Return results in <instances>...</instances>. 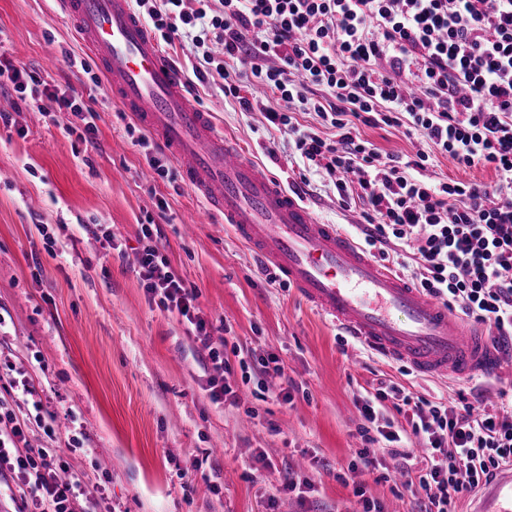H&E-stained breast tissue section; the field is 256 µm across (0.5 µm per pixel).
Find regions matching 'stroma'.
Segmentation results:
<instances>
[{
  "mask_svg": "<svg viewBox=\"0 0 512 512\" xmlns=\"http://www.w3.org/2000/svg\"><path fill=\"white\" fill-rule=\"evenodd\" d=\"M193 100L217 131L252 152L269 173L300 189L328 224L362 223L342 207L333 182L306 169L287 132L267 118L283 101L243 111L221 81L200 82L191 35L165 45ZM0 59L39 71L24 96L0 90V399L28 382L29 416L75 438L70 473L90 478V512H360L361 486L387 512H419V496L378 469L355 467L363 448L357 403L382 380L413 385L430 400L460 398L495 413L512 407V364L467 380L432 379L364 349L307 307L218 217L197 223L203 200L176 161L158 177L157 141L113 101L56 0H0ZM73 88L99 113L95 142L81 121L49 112V91ZM380 153L415 156L424 140L359 126ZM153 224L173 268L199 293L205 317L224 327L226 352L276 355L291 401L264 394L255 368H234L237 404L213 403L205 361L184 327L150 303L137 270L142 226ZM117 238L109 248L103 231ZM42 423V425H43ZM42 425L27 439L48 445ZM307 482L303 495L288 477Z\"/></svg>",
  "mask_w": 512,
  "mask_h": 512,
  "instance_id": "1",
  "label": "stroma"
}]
</instances>
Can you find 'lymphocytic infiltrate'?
I'll return each instance as SVG.
<instances>
[{
    "label": "lymphocytic infiltrate",
    "mask_w": 512,
    "mask_h": 512,
    "mask_svg": "<svg viewBox=\"0 0 512 512\" xmlns=\"http://www.w3.org/2000/svg\"><path fill=\"white\" fill-rule=\"evenodd\" d=\"M164 0L146 8L154 32L171 42L180 26L195 29L202 52L199 81L220 78L244 110L243 89L257 85L336 130L328 141L268 111L286 127L308 166L333 180L340 203H359L368 247L411 252V282L457 308L474 323L512 337V0ZM329 91L330 101L309 95ZM402 130L429 144L403 160L381 154L357 134L358 125ZM457 166L493 169L495 184L426 177L431 152ZM139 276L150 298L187 326L213 373L210 398L237 403L226 383L233 367L224 342L198 305L196 288L172 267L151 228L141 230ZM392 403L406 433L383 420ZM390 443L409 438L425 465L402 471L405 487L421 493L420 512H449L462 496L512 463V413L448 408L403 385L380 382L358 404ZM27 420L0 410V473L10 472L33 512H81L79 477L61 478L63 449L26 441Z\"/></svg>",
    "instance_id": "lymphocytic-infiltrate-1"
}]
</instances>
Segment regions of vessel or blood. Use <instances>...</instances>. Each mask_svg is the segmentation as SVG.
I'll return each mask as SVG.
<instances>
[{
  "label": "vessel or blood",
  "instance_id": "1",
  "mask_svg": "<svg viewBox=\"0 0 512 512\" xmlns=\"http://www.w3.org/2000/svg\"><path fill=\"white\" fill-rule=\"evenodd\" d=\"M108 89L179 163L185 181L302 299L363 347L428 378L490 375L507 358L480 326L380 263L339 225L217 133L131 0H59ZM475 512H512V468Z\"/></svg>",
  "mask_w": 512,
  "mask_h": 512
}]
</instances>
